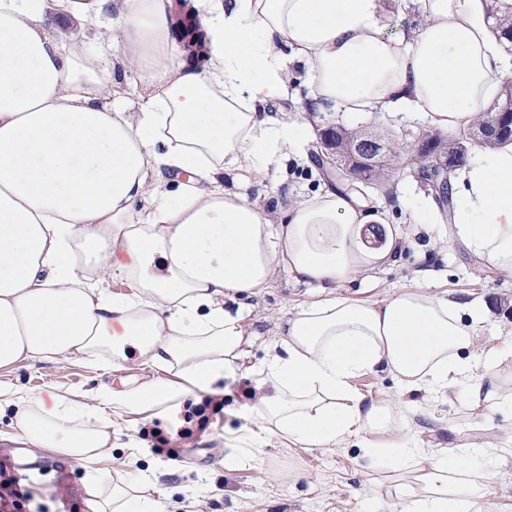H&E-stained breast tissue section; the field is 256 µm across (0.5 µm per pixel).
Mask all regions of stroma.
I'll return each mask as SVG.
<instances>
[{"mask_svg": "<svg viewBox=\"0 0 512 512\" xmlns=\"http://www.w3.org/2000/svg\"><path fill=\"white\" fill-rule=\"evenodd\" d=\"M296 75L294 96L269 100L265 110L286 121L303 118L319 130L340 123L349 129L388 133L396 144L405 147L431 129L418 112L382 116L308 111L313 87L305 69H297ZM309 151L305 144L300 150L289 149L276 156L267 166L265 189L234 172L225 173L224 186L258 199L268 209L312 196L327 180ZM368 195L371 205L383 215L382 220L369 224L368 237L379 240L382 247H394V261L369 277L345 282L341 295L374 301L426 284L459 302L485 305L488 314L483 336L512 338V273L500 272L460 243L448 241V221L413 223L415 207L434 205L435 200L412 177L407 161L393 168L384 188L369 190ZM320 297L318 288L296 282L282 271L269 288L242 298L245 324L252 336L251 362L264 358L282 318ZM108 362L105 355L61 362L24 361L0 368V388L22 391L38 402L53 393H83L102 386L116 387L124 380L136 385L169 377L158 367L115 370ZM356 385L369 396L396 402L409 418L412 443L426 451L454 448L476 436L496 439L499 446L493 454L498 458L500 475L490 486L488 499L494 512H512V411L472 407L451 389L433 397L421 392L402 395L391 377L382 372L362 376ZM244 389L243 381H225L220 410L207 411L203 423L194 419L197 407L193 397L185 398L177 414L191 416L192 435L181 440L184 452L176 461L152 452L147 445L137 454L126 449L138 421L137 416H126L121 423L119 448L101 464L106 477L118 472L134 477L140 470L153 469L156 487L170 493L164 501L166 512H372L373 499L382 487L356 449L349 446L309 450L274 437L257 463L225 468V455L238 445L241 421L234 411L244 401ZM174 415L165 414L163 425L172 426ZM50 460L48 468L7 470L10 486L27 496L18 512H86L83 468L62 454L51 455Z\"/></svg>", "mask_w": 512, "mask_h": 512, "instance_id": "stroma-1", "label": "stroma"}]
</instances>
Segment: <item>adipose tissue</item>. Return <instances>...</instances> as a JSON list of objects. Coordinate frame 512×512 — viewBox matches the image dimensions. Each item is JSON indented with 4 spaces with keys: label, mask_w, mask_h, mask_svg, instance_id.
Wrapping results in <instances>:
<instances>
[{
    "label": "adipose tissue",
    "mask_w": 512,
    "mask_h": 512,
    "mask_svg": "<svg viewBox=\"0 0 512 512\" xmlns=\"http://www.w3.org/2000/svg\"><path fill=\"white\" fill-rule=\"evenodd\" d=\"M419 2L424 24L394 37L382 0H192L205 46L195 58L173 37V0H0V367L106 352L113 368L174 375L87 401L6 398L18 441L80 462L88 512H165L146 492L150 473L104 479L113 427L222 395L236 377L251 383L236 414L252 445L226 466L254 461L270 437L352 444L372 470L400 474L390 512H491L488 439L425 452L402 411L355 385L385 372L403 393L458 386L512 411L496 374L512 348H476L482 304L424 288L327 297L281 320L251 366L231 305L281 270L324 290L390 260L363 241L374 215L355 193L326 189L270 213L225 189V172L263 182L275 156L307 140L304 122L257 109L287 95L291 64L307 69L318 111H415L448 132L512 80L487 0ZM91 19V40L68 33ZM129 70L150 86L135 112L120 91ZM451 237L512 273V144L475 148L460 167ZM116 280L129 292H110Z\"/></svg>",
    "instance_id": "1"
}]
</instances>
